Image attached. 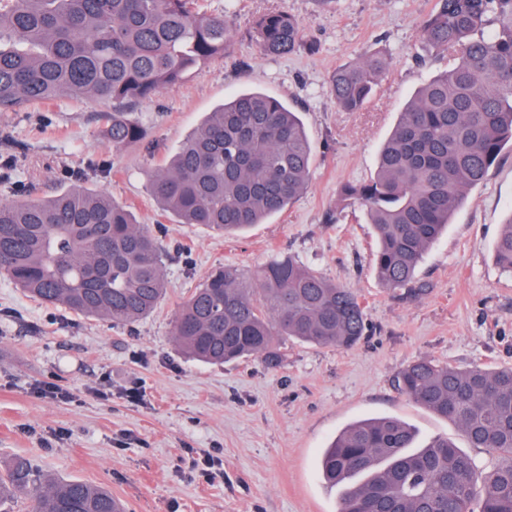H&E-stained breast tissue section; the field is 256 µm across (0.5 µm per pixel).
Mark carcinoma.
<instances>
[{
	"label": "carcinoma",
	"mask_w": 512,
	"mask_h": 512,
	"mask_svg": "<svg viewBox=\"0 0 512 512\" xmlns=\"http://www.w3.org/2000/svg\"><path fill=\"white\" fill-rule=\"evenodd\" d=\"M233 19L201 13L197 0H0V111L58 99L112 102L114 146L143 142L127 109L192 69L230 52ZM426 53L448 57L406 104L370 181L348 184L376 240L373 268L401 300L428 293L415 274L467 191L512 148V0H436L422 21ZM263 55L304 47L298 19L273 12L257 26ZM386 57L338 67L330 88L340 108L371 98ZM312 148L295 109L244 92L208 113L169 162L149 175L151 194L181 224L229 233L283 211L308 187ZM164 249L123 203L79 184L43 199L0 202V274L28 297L130 326L166 290ZM512 271V220L496 246ZM368 332L359 296L276 255L248 278L236 267L209 273L181 305L174 337L209 363L284 362L280 340L348 349ZM394 387L456 422L472 448L501 458L485 474L446 437L410 452L413 429L393 417L356 422L326 448L327 484H345L337 512H512V367L460 369L419 359ZM26 496V512H124L105 487L44 481L19 458L0 476V503ZM478 503L479 510L472 509Z\"/></svg>",
	"instance_id": "carcinoma-1"
}]
</instances>
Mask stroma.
<instances>
[{"instance_id": "stroma-1", "label": "stroma", "mask_w": 512, "mask_h": 512, "mask_svg": "<svg viewBox=\"0 0 512 512\" xmlns=\"http://www.w3.org/2000/svg\"><path fill=\"white\" fill-rule=\"evenodd\" d=\"M436 0H198L235 18L225 57L160 89L133 110L143 143L113 147L104 136L111 103L61 99L0 112V201L65 190L70 172L130 207L159 236L167 292L129 327L74 314L26 296L0 275V473L21 457L54 480L107 487L129 512H335L339 489L321 478L323 448L349 424L391 416L420 442H467L457 423L393 386L407 363L460 368L512 366V273L495 258L512 216V150L466 194L416 277L428 289L402 301L372 270V229L345 184L372 178L377 152L414 92L447 68L424 59L419 22ZM297 18L315 52L268 57L258 21ZM382 51L389 65L365 108L341 111L330 72ZM256 89L300 105L313 148L305 192L283 213L242 235L161 215L147 182L224 100ZM358 293L369 331L349 349L289 342L277 369L261 360L210 365L185 355L172 335L178 309L216 267L252 272L276 254ZM59 396L42 394L44 385ZM138 390L139 400L128 396ZM212 456L220 477L200 467Z\"/></svg>"}]
</instances>
